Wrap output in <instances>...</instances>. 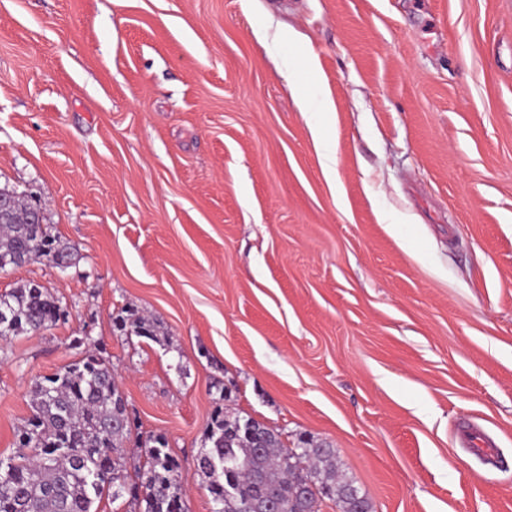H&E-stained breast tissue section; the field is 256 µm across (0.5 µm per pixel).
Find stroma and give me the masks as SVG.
<instances>
[{
  "instance_id": "obj_1",
  "label": "stroma",
  "mask_w": 512,
  "mask_h": 512,
  "mask_svg": "<svg viewBox=\"0 0 512 512\" xmlns=\"http://www.w3.org/2000/svg\"><path fill=\"white\" fill-rule=\"evenodd\" d=\"M292 80L334 102L335 180ZM1 188L68 256L0 270L67 313L0 338V458L92 351L185 512L219 397L373 512H512V0H0ZM461 443L464 448H468V451L475 456L489 457L491 455L489 441L478 427H471L467 430L461 438Z\"/></svg>"
}]
</instances>
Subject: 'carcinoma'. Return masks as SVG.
I'll return each instance as SVG.
<instances>
[{"label":"carcinoma","instance_id":"1","mask_svg":"<svg viewBox=\"0 0 512 512\" xmlns=\"http://www.w3.org/2000/svg\"><path fill=\"white\" fill-rule=\"evenodd\" d=\"M65 247L34 208L14 195L0 222V268L33 260L55 265ZM64 312L45 287L29 283L0 293V331L20 336L49 327ZM32 415L18 432L16 453L0 459V512H98L104 495L129 487L139 512H183L186 479L157 435L145 463L129 474L124 442L132 431L125 401L105 360L91 354L32 387ZM210 446L198 460L213 512H320L329 499L340 512H373L369 498L339 473L334 449L311 440L290 448L281 433L217 408ZM233 483L236 495L224 494Z\"/></svg>","mask_w":512,"mask_h":512}]
</instances>
